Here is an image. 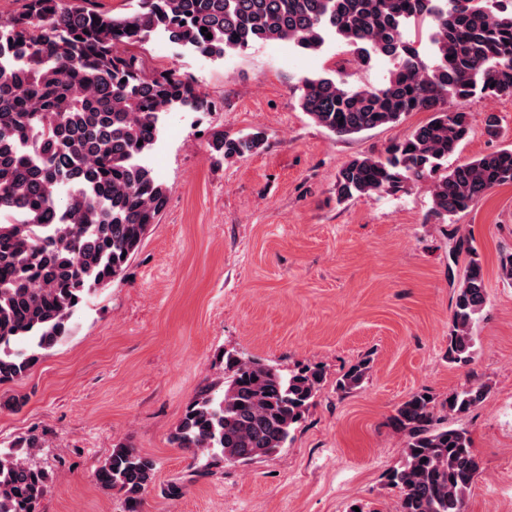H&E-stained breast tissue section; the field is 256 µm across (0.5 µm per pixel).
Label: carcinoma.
<instances>
[{"mask_svg":"<svg viewBox=\"0 0 512 512\" xmlns=\"http://www.w3.org/2000/svg\"><path fill=\"white\" fill-rule=\"evenodd\" d=\"M84 3L25 0L0 24V48L24 59L18 68L0 59V385L26 377L70 335L79 304L122 275L165 209L168 188L143 162L160 116L177 105L209 109L191 84L171 71L146 74L136 55L116 53L118 44L158 31L221 59L268 41L316 52L333 36L355 63L381 56L393 67L379 87L304 78L299 106L316 124L350 137L431 113L383 154L343 165L337 201L430 179L432 213L452 224L489 191L512 184L509 147L448 166L472 130L467 103L512 96V10L502 0H137L124 16ZM264 141L261 131H215L210 155L216 163L242 158ZM487 301L484 269L473 257L451 306L448 363L473 361ZM367 369L366 360L351 366L336 386L359 387ZM323 382L318 366L286 374L263 358L226 353L224 381L199 391L171 442L212 462L275 454ZM487 393L471 384L439 402L419 391L395 408L391 425L405 443L387 481L401 490L398 512H465L482 461L469 431L445 420L469 413ZM44 444L34 430L0 449V512H41L49 475L30 456ZM155 472L152 458L122 444L95 480L123 494L126 512H140Z\"/></svg>","mask_w":512,"mask_h":512,"instance_id":"carcinoma-1","label":"carcinoma"}]
</instances>
